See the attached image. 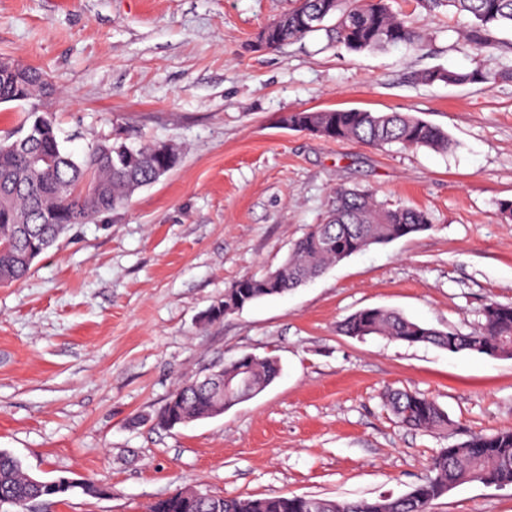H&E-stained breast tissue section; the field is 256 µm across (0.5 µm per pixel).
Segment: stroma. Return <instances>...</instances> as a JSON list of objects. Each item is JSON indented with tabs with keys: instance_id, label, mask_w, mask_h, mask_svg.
<instances>
[{
	"instance_id": "1",
	"label": "stroma",
	"mask_w": 512,
	"mask_h": 512,
	"mask_svg": "<svg viewBox=\"0 0 512 512\" xmlns=\"http://www.w3.org/2000/svg\"><path fill=\"white\" fill-rule=\"evenodd\" d=\"M295 0H0V56L46 70L42 99L74 152L121 131L180 163L119 214L73 225L21 282L0 286V449L77 489L49 512H145L191 487L224 496L355 500L409 492L440 448L512 427V358L344 334L386 308L467 334L512 302V81L433 84L442 67L512 70V30L478 55L458 16L396 0L423 50L350 53L310 35L250 50ZM406 112L445 150L334 142L291 112ZM426 211L427 230L374 245L222 321L205 312L275 269L336 187ZM245 354L279 377L223 415L155 424L185 379ZM433 398L445 431L399 427L388 390ZM434 512H512V486L466 483Z\"/></svg>"
}]
</instances>
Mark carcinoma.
I'll return each mask as SVG.
<instances>
[{"label":"carcinoma","mask_w":512,"mask_h":512,"mask_svg":"<svg viewBox=\"0 0 512 512\" xmlns=\"http://www.w3.org/2000/svg\"><path fill=\"white\" fill-rule=\"evenodd\" d=\"M431 11L448 8L470 18L467 41L478 52L497 47L492 32L512 28V0H422ZM272 48L277 49L311 33L323 31L327 38L351 53L399 45L420 50L426 34L409 16L393 8V0H297L288 13L273 20ZM420 79L448 84L492 86L512 79V71L498 73L474 69L456 72L444 68L426 70ZM54 92L49 74L34 66L0 70V103L28 105L22 127L31 138L0 140V285L25 278L34 261L69 227L94 221L107 213H119L136 191L174 169L180 152L156 151V144L134 146L114 136L95 141L81 154L67 150L60 140L53 114L39 110L37 101ZM288 128L331 141L355 140L377 146L426 147L445 150L448 133L403 112H371L362 109H332L290 112L282 118ZM428 214L410 206L388 207L365 190L338 187L330 209L320 224L298 239L286 259L260 276H248L238 287L224 293V307L240 311L269 296L282 295L319 276L332 263L373 245L424 231ZM482 328L468 334L443 331L411 321L398 312L381 308L357 311L344 323L353 337L388 336L409 344L431 343L450 352L468 351L495 358L512 346V304L491 302L484 312ZM227 371L248 375L257 390H263L279 375L280 368L250 354L226 364ZM176 407L181 418L199 419L213 412L208 384L194 379L180 384L159 415ZM387 406L400 426L436 431L449 425L448 414L425 395L393 390ZM430 475L410 492L374 500L337 501L306 496L271 495L263 498L226 497L220 512H433L435 501L447 488L480 482L512 485V429L493 434H473L457 446L440 449L433 458ZM13 500L15 512L46 497L30 481L21 462L0 450V497Z\"/></svg>","instance_id":"obj_1"}]
</instances>
